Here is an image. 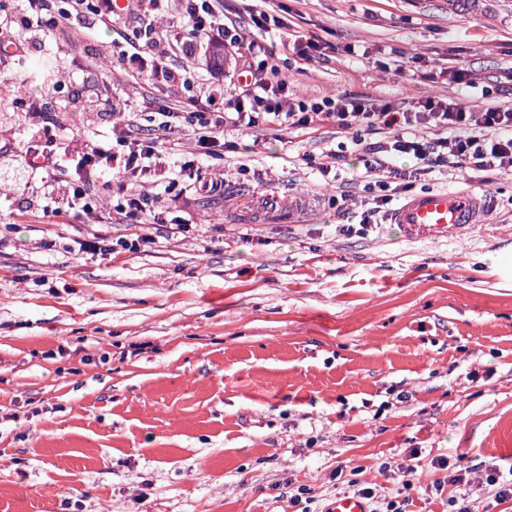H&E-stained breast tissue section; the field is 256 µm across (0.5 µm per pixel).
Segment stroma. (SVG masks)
<instances>
[{
  "mask_svg": "<svg viewBox=\"0 0 512 512\" xmlns=\"http://www.w3.org/2000/svg\"><path fill=\"white\" fill-rule=\"evenodd\" d=\"M277 10L289 29L254 27ZM224 20L274 43L309 100L466 103L512 80V0H224ZM144 26L133 11L34 48L70 73L53 111L95 101L104 129L128 100L153 129L167 92L117 63L100 72ZM292 30L325 55L298 64ZM417 57L476 85L430 82ZM225 138L223 155L195 159L223 193L160 192L192 224L179 242L107 223L112 241L153 240L91 255L72 248L78 215L0 211V512H293L301 487L324 512L351 474L407 512H448L459 494L471 512H512L486 483L512 473V174L479 187L485 222L464 239L410 243L385 222L345 236L314 164L334 127ZM266 193L290 215L252 216ZM440 459L463 485L434 490Z\"/></svg>",
  "mask_w": 512,
  "mask_h": 512,
  "instance_id": "1",
  "label": "stroma"
}]
</instances>
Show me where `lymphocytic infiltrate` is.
Listing matches in <instances>:
<instances>
[{
  "label": "lymphocytic infiltrate",
  "instance_id": "obj_1",
  "mask_svg": "<svg viewBox=\"0 0 512 512\" xmlns=\"http://www.w3.org/2000/svg\"><path fill=\"white\" fill-rule=\"evenodd\" d=\"M171 0H138L137 10L147 17L144 43L124 52L127 73H149L154 87L172 91L157 127L187 123L189 139L146 136L137 113L120 104L121 117L108 130L65 134L63 120H50L43 99L36 94L0 98V118L21 127L18 138L0 148V160L21 161L39 182L31 188V202L44 218L54 220L80 212L93 226L91 237L80 240L84 253L109 250L96 233L110 212L132 224H167L187 231L185 217L156 204L153 187L181 186L197 195L221 191V180L195 169L192 155L217 156L227 146L225 130L335 127L362 154L364 186L372 199L358 224L345 225L346 233L367 229L376 215L388 212L394 196L412 191L424 175L447 165L477 173L512 174V107L484 93L480 103L464 106L428 97L409 105L378 103L370 98L326 96L312 102L300 97L275 62L266 44L244 41L235 26L224 21V0H178L182 22L162 27ZM114 0H24L0 29V67L13 82L27 84L22 66L32 51L30 33L48 36L63 24L87 30L111 27L119 17ZM217 46L238 50L239 73L245 82L224 86L197 69L175 64V57L192 58ZM412 156L414 166L403 169L395 157ZM127 184L116 207L104 205L96 183L110 177Z\"/></svg>",
  "mask_w": 512,
  "mask_h": 512
}]
</instances>
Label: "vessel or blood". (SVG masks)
<instances>
[{"instance_id": "1", "label": "vessel or blood", "mask_w": 512, "mask_h": 512, "mask_svg": "<svg viewBox=\"0 0 512 512\" xmlns=\"http://www.w3.org/2000/svg\"><path fill=\"white\" fill-rule=\"evenodd\" d=\"M484 212L479 196L470 190H437L415 194L389 215L402 238L411 242L463 237ZM326 512H371L370 502L358 495L336 496Z\"/></svg>"}]
</instances>
